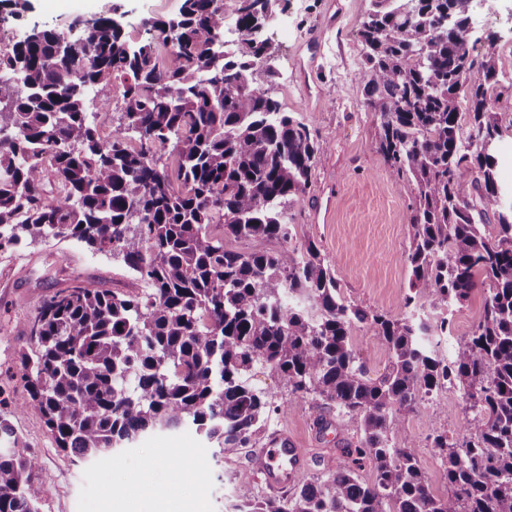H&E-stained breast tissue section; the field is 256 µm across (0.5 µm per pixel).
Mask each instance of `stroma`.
<instances>
[{
	"label": "stroma",
	"mask_w": 512,
	"mask_h": 512,
	"mask_svg": "<svg viewBox=\"0 0 512 512\" xmlns=\"http://www.w3.org/2000/svg\"><path fill=\"white\" fill-rule=\"evenodd\" d=\"M344 13L335 27L323 30L328 0H280L279 17L288 32L270 25L266 34L275 48L279 76L271 90L282 109L296 113L326 144L315 163L301 200L291 205L292 246L307 239L336 271L341 295L352 304L402 315L409 290L404 260L412 241L409 207L412 191L396 180L376 150L379 120L361 104L364 89V46L358 29L370 0H341ZM23 21L9 29L19 40L28 22L38 21L69 33L75 19L115 10L131 40L145 37V23L177 13L181 0H29ZM470 12L480 34L498 37L495 46L475 43L474 54L496 52L505 76H512V0H495L493 8L471 0ZM321 33V46L308 75H300L296 59L307 38ZM74 279L118 294L141 292L142 284L120 259L94 252L71 239L47 238L0 252V417L7 418L21 447L37 453L50 488L43 512H120L134 495L137 512H163L170 487L179 492L180 512H231L236 499L249 493L274 498L253 469L264 438L238 453L220 454L216 443L194 430H155L127 447L84 462L57 448L40 415L24 410V385L17 373L20 354L30 347L21 329L35 307ZM252 382L273 394L281 410L267 422L268 432L287 431L308 454L305 476L324 483L360 438L349 416L294 398L286 379L256 367ZM462 394L449 389L406 419L393 439L418 444V459L436 495L448 486L431 447L435 432L461 433L466 424ZM164 465H157V457Z\"/></svg>",
	"instance_id": "1"
}]
</instances>
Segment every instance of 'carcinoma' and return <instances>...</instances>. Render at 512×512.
I'll list each match as a JSON object with an SVG mask.
<instances>
[{
    "mask_svg": "<svg viewBox=\"0 0 512 512\" xmlns=\"http://www.w3.org/2000/svg\"><path fill=\"white\" fill-rule=\"evenodd\" d=\"M182 0L131 42L109 12L77 19L70 46L33 23L0 48V250L72 238L122 257L143 284L119 295L73 280L22 325L20 408L43 418L78 460L148 431L187 426L232 454L278 406L250 383L263 365L357 421L363 439L336 474L277 499L242 496L234 512H512V204L496 178L503 125L492 96L512 89L497 36L472 55L469 0H371L361 23L365 109L376 149L414 187L405 313L340 294L314 241L288 243L287 205L305 192L323 143L284 112L254 72L272 56L267 19L279 0ZM28 0H0V28ZM121 114L110 139L86 102ZM227 240H247L239 252ZM427 290L420 302V289ZM478 288L483 313L451 357L437 353L451 312ZM369 327L389 365L372 379L353 349ZM463 391L467 436H434L448 494L435 495L416 445L391 433L442 383ZM0 512H42L40 457L0 420ZM373 466L374 480L355 468Z\"/></svg>",
    "mask_w": 512,
    "mask_h": 512,
    "instance_id": "obj_1",
    "label": "carcinoma"
}]
</instances>
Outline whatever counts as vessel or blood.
Wrapping results in <instances>:
<instances>
[{
	"mask_svg": "<svg viewBox=\"0 0 512 512\" xmlns=\"http://www.w3.org/2000/svg\"><path fill=\"white\" fill-rule=\"evenodd\" d=\"M307 466V454L287 433L271 435L255 460V467L273 490L294 485Z\"/></svg>",
	"mask_w": 512,
	"mask_h": 512,
	"instance_id": "obj_1",
	"label": "vessel or blood"
}]
</instances>
